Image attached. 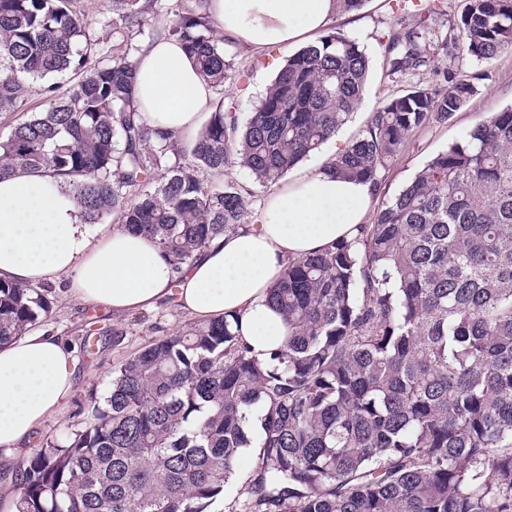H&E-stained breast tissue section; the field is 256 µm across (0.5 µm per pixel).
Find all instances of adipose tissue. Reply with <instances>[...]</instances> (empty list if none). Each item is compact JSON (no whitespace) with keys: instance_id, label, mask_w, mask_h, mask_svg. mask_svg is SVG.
<instances>
[{"instance_id":"1","label":"adipose tissue","mask_w":512,"mask_h":512,"mask_svg":"<svg viewBox=\"0 0 512 512\" xmlns=\"http://www.w3.org/2000/svg\"><path fill=\"white\" fill-rule=\"evenodd\" d=\"M209 10L220 36L254 50L313 44L340 13L337 0H211ZM135 94L147 123L179 138L196 132L213 97L187 51L165 38L138 56ZM374 199L371 184L327 167L296 172L269 193L254 223L216 237L177 273L149 238L84 224L64 182L18 171L0 178V280L63 278L73 299L117 316L174 294L196 319L236 316L253 354L266 360L286 334L268 304L270 288L289 261L357 238ZM76 371L69 346L50 331L0 344V448L27 454L68 399Z\"/></svg>"}]
</instances>
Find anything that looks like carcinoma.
Segmentation results:
<instances>
[{"label":"carcinoma","instance_id":"carcinoma-1","mask_svg":"<svg viewBox=\"0 0 512 512\" xmlns=\"http://www.w3.org/2000/svg\"><path fill=\"white\" fill-rule=\"evenodd\" d=\"M152 4L112 10L133 37ZM208 5L189 0L165 32L221 91L234 65ZM88 26L73 0H0V113L36 84L44 105L0 136V175L67 179L84 223L150 237L176 270L249 223L248 190L205 171L277 184L348 122L368 79L360 43L330 32L288 57L245 126L221 98L183 145L143 118L134 58L100 53ZM420 26L402 16L388 34L390 74L430 67ZM457 28L453 50L493 59L512 49V0H467ZM433 75L387 96L326 166L381 190L411 136L477 93ZM269 301L288 336L267 361L226 316L126 359L85 430L3 465L18 512H207L238 475L231 512H512V107L429 160L359 239L289 263ZM50 309L42 289L0 280V342Z\"/></svg>","mask_w":512,"mask_h":512}]
</instances>
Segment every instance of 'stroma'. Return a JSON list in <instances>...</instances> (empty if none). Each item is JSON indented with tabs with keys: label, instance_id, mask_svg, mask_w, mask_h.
Listing matches in <instances>:
<instances>
[{
	"label": "stroma",
	"instance_id": "35a3bbf8",
	"mask_svg": "<svg viewBox=\"0 0 512 512\" xmlns=\"http://www.w3.org/2000/svg\"><path fill=\"white\" fill-rule=\"evenodd\" d=\"M78 7L91 19L90 33L100 40L103 50L133 56L146 43V36H127L124 29L114 24L111 0H78ZM397 18L396 0H366L361 10L337 17L336 30L358 40L369 55L368 87L350 121L319 152L304 159L303 167L324 165L351 143L386 95L429 81L430 75L426 72L406 78L390 75L387 34L394 28ZM225 50L237 75L225 84L224 100L234 104L240 120L244 121L264 97L288 54L276 47L254 52L230 44ZM433 64L436 69L453 72L460 78L482 74L478 92L448 124L427 126L413 137L405 152L383 171L378 200L398 194L426 161L448 145L461 141L491 113L512 106V49L502 51L487 62L438 50L434 53ZM47 290L51 310L40 324L68 342L77 361V380L61 409L40 427L37 441L41 444L63 442L71 433L85 429L91 420V398L101 399L107 395L112 386V374L125 359L149 341L184 331L195 323L178 305L165 301L152 309L118 319L103 305L84 304L68 297L65 282L48 285ZM95 320L107 330L121 326L124 336L116 341L107 333L98 337L92 346H85L89 324Z\"/></svg>",
	"mask_w": 512,
	"mask_h": 512
}]
</instances>
